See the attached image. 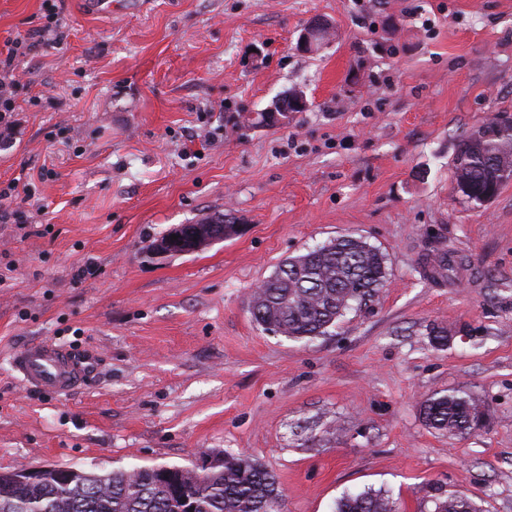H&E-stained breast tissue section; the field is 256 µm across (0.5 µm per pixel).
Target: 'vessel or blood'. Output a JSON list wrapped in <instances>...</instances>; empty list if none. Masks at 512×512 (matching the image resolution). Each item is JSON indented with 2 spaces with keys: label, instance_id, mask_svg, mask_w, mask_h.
I'll use <instances>...</instances> for the list:
<instances>
[{
  "label": "vessel or blood",
  "instance_id": "b4317fda",
  "mask_svg": "<svg viewBox=\"0 0 512 512\" xmlns=\"http://www.w3.org/2000/svg\"><path fill=\"white\" fill-rule=\"evenodd\" d=\"M94 363L92 355L46 340L27 344L14 359L21 382L50 395H65L84 384Z\"/></svg>",
  "mask_w": 512,
  "mask_h": 512
}]
</instances>
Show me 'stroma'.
I'll return each instance as SVG.
<instances>
[{"instance_id": "35a3bbf8", "label": "stroma", "mask_w": 512, "mask_h": 512, "mask_svg": "<svg viewBox=\"0 0 512 512\" xmlns=\"http://www.w3.org/2000/svg\"><path fill=\"white\" fill-rule=\"evenodd\" d=\"M87 2L51 27L0 0V53L35 45L0 124V472L231 452L276 474L282 512L364 491L512 512V181L481 205L452 179L462 134L512 119V0ZM315 17L335 35L311 54ZM296 89L307 110L244 127ZM215 212L236 234L151 255ZM345 234L385 253L384 286L324 336L258 328L277 265ZM445 249L463 266L426 277ZM38 339L98 352L76 394L21 382ZM455 389L488 420L451 439L420 408ZM185 225L186 224H181L178 225L177 227H174L170 231V234L164 243L153 247V253L159 256L189 254L199 250L210 241L213 242L216 241L217 239H222L218 235L212 234L208 236L200 231L198 233V236L195 238L196 244L192 248H183L182 245L184 243V240L187 234L190 232V230H188L185 227ZM172 234H175L177 236V240L171 239Z\"/></svg>"}]
</instances>
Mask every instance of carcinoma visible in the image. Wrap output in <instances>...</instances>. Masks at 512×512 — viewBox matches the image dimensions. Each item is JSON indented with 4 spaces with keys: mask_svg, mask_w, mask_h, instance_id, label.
I'll list each match as a JSON object with an SVG mask.
<instances>
[{
    "mask_svg": "<svg viewBox=\"0 0 512 512\" xmlns=\"http://www.w3.org/2000/svg\"><path fill=\"white\" fill-rule=\"evenodd\" d=\"M452 176L461 196L483 203V196L512 179V121L477 126L458 144ZM451 251L443 252L429 277L455 270ZM387 279L386 256L361 238L340 235L302 254L282 260L250 300L253 321L265 332L311 340L352 307L378 291ZM481 404L460 390L437 392L425 400V425L450 438L479 429ZM106 473L73 469L48 472L33 482L18 472L0 473V512H280L276 476L245 455L224 454V464L206 472L173 466ZM336 512H397L387 495H347ZM435 512H477L464 494H451Z\"/></svg>",
    "mask_w": 512,
    "mask_h": 512,
    "instance_id": "cac0c4a2",
    "label": "carcinoma"
}]
</instances>
